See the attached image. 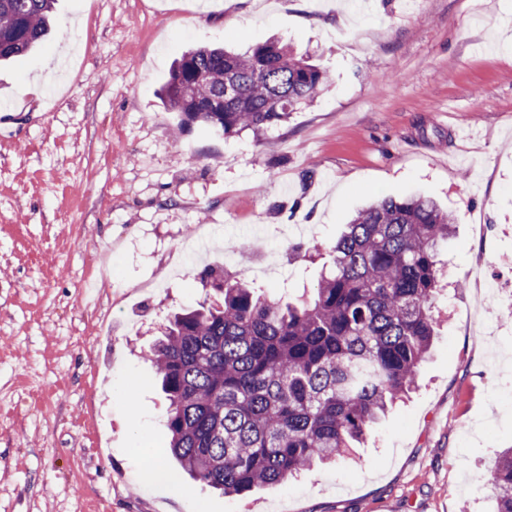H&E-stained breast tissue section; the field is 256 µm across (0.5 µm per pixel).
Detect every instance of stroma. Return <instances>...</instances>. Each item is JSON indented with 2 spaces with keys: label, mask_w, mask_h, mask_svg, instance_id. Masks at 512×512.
Wrapping results in <instances>:
<instances>
[{
  "label": "stroma",
  "mask_w": 512,
  "mask_h": 512,
  "mask_svg": "<svg viewBox=\"0 0 512 512\" xmlns=\"http://www.w3.org/2000/svg\"><path fill=\"white\" fill-rule=\"evenodd\" d=\"M57 0L0 65V512H495L512 447V0ZM279 38L332 81L286 123L179 134L163 98L201 44ZM450 211L440 326L354 463L229 496L167 454L144 353L204 268L312 294L359 209ZM240 250H231V243ZM159 465L161 483L140 474ZM486 490L496 500V512H512V448L503 450L495 461Z\"/></svg>",
  "instance_id": "stroma-1"
}]
</instances>
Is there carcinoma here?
Here are the masks:
<instances>
[{
  "label": "carcinoma",
  "mask_w": 512,
  "mask_h": 512,
  "mask_svg": "<svg viewBox=\"0 0 512 512\" xmlns=\"http://www.w3.org/2000/svg\"><path fill=\"white\" fill-rule=\"evenodd\" d=\"M55 0H0V61L47 34ZM330 74L271 40L243 53L186 51L164 95L178 130L264 132L309 105ZM454 217L430 197H385L329 247L312 296L272 299L226 270L200 275L215 300L176 313L149 351L168 400V450L196 483L225 495L339 462L415 385L436 336L438 247ZM486 490L512 512V448Z\"/></svg>",
  "instance_id": "cac0c4a2"
}]
</instances>
